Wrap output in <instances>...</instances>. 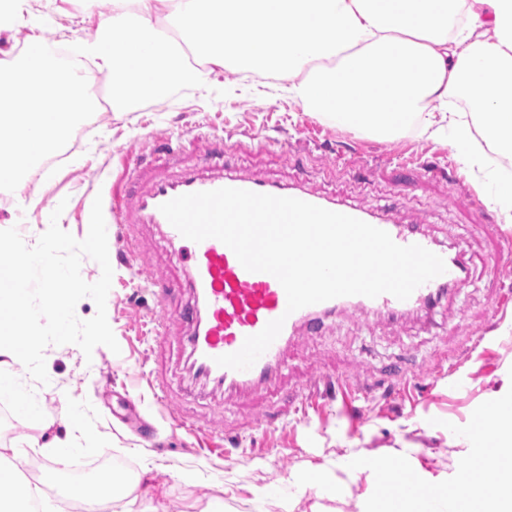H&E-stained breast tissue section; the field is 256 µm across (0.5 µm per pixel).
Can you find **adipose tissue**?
Segmentation results:
<instances>
[{"label": "adipose tissue", "mask_w": 512, "mask_h": 512, "mask_svg": "<svg viewBox=\"0 0 512 512\" xmlns=\"http://www.w3.org/2000/svg\"><path fill=\"white\" fill-rule=\"evenodd\" d=\"M164 10L195 40L180 46L157 27ZM23 57L0 67V180L17 188L28 167L68 134L76 83L94 73L112 82V108L132 111L148 95L194 88L210 72L234 68L287 81L286 91L323 124L393 141L448 140L501 207L512 210V180L499 178L491 155L512 162V0H112L94 38L70 43L72 80L50 35L58 15L28 21ZM478 91L474 112L448 109ZM39 486L21 483L0 463V512H30Z\"/></svg>", "instance_id": "ef3b65f1"}]
</instances>
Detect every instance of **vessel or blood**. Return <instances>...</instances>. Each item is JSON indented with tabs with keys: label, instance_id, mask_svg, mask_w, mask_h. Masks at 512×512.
<instances>
[{
	"label": "vessel or blood",
	"instance_id": "obj_1",
	"mask_svg": "<svg viewBox=\"0 0 512 512\" xmlns=\"http://www.w3.org/2000/svg\"><path fill=\"white\" fill-rule=\"evenodd\" d=\"M128 177L141 178L138 169ZM136 195L113 190L111 208L120 224H157L163 227L168 244L184 259L189 270V287L197 305L184 311L194 331L189 338L192 366L197 374L215 386L230 391H250L271 383L279 374L288 340L299 325L314 327L320 316L341 307L377 312L390 318L434 307L460 287L467 268L462 259L422 233L417 225L401 224L374 207L351 206L318 197L299 187L270 183L252 175L220 173L204 177L186 168L176 174L156 173L141 178ZM230 187L278 197L296 198L330 211L360 219L386 231L401 246L420 245L443 257L446 271L419 286L404 301L393 295L375 298L343 296L287 313L286 293L279 281L264 272L244 269L234 252L221 241L209 238L196 243L184 238L160 212L161 204L184 194ZM284 318L283 328L266 352L248 370L218 366L216 357L238 351L246 337L259 333L266 324Z\"/></svg>",
	"mask_w": 512,
	"mask_h": 512
}]
</instances>
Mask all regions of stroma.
<instances>
[{
  "instance_id": "35a3bbf8",
  "label": "stroma",
  "mask_w": 512,
  "mask_h": 512,
  "mask_svg": "<svg viewBox=\"0 0 512 512\" xmlns=\"http://www.w3.org/2000/svg\"><path fill=\"white\" fill-rule=\"evenodd\" d=\"M109 8V0H27L24 19L0 31V60L23 50L27 15H84L66 33L74 42L93 37ZM238 82L237 72H218L201 89L143 101L134 112L99 108L97 128L68 163L27 184L21 207H0V227L36 243L59 207L60 227L81 240L94 198L110 209L112 176L123 164L146 173L225 167L327 199L390 207L400 222L418 224L460 255L468 265L465 283L435 309L397 320L338 310L315 332L292 338L272 385L224 392L190 373V326L176 314L192 295L185 268L161 245L162 229L128 227L140 253L133 267L119 259L123 245L108 232L113 277L106 313L120 350L100 345L88 359L74 344L48 346V384L33 383L24 369L19 375L56 424L43 430L0 405V448L64 435L58 420L74 403L88 429L77 460L96 477L116 458L143 473L135 512H200L212 496L222 498L223 512H311L318 483L334 493L324 502L331 512H364L366 476L338 468L339 457L403 455L414 471L448 477L465 455L449 445L448 424L466 425L512 375V333L503 330L512 308L493 312L500 293L512 290V261L500 238L512 234V223H503L499 210L475 206L477 187L448 142H387L330 128L294 100L266 95L259 85L241 91ZM153 277L167 284L166 297L148 289ZM325 374L351 380L360 396L349 408L337 397L298 412L305 386ZM158 385L168 404L156 401ZM182 420L223 440V456L200 453L197 438L179 428ZM270 485L280 489L278 499L260 496Z\"/></svg>"
}]
</instances>
